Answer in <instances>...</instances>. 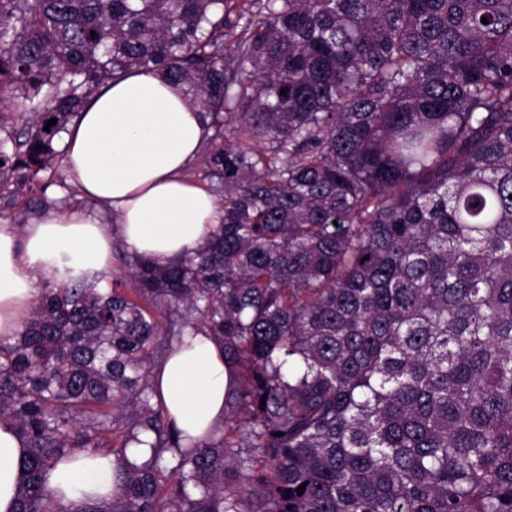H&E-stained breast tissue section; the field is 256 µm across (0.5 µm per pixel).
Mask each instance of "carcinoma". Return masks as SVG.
Listing matches in <instances>:
<instances>
[{
    "label": "carcinoma",
    "instance_id": "carcinoma-1",
    "mask_svg": "<svg viewBox=\"0 0 512 512\" xmlns=\"http://www.w3.org/2000/svg\"><path fill=\"white\" fill-rule=\"evenodd\" d=\"M136 69L213 129L223 217L45 282L0 340L17 512H65L45 472L104 450L84 512H512V0H0V207ZM188 333L229 384L184 445L149 378Z\"/></svg>",
    "mask_w": 512,
    "mask_h": 512
}]
</instances>
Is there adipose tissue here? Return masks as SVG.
Here are the masks:
<instances>
[{"label": "adipose tissue", "mask_w": 512, "mask_h": 512, "mask_svg": "<svg viewBox=\"0 0 512 512\" xmlns=\"http://www.w3.org/2000/svg\"><path fill=\"white\" fill-rule=\"evenodd\" d=\"M208 134L200 111L155 71L140 69L103 85L67 133L62 164L94 211L62 208L27 224L0 225V338L14 336L40 290V277L88 282L106 270L114 241L166 261L193 253L221 212L216 196L187 169ZM107 209L116 225L103 223ZM224 353L207 336L175 349L152 375L171 429L202 439L224 423ZM26 445L0 417V512H14ZM115 457L61 458L45 475L52 499L81 512L115 492Z\"/></svg>", "instance_id": "adipose-tissue-1"}]
</instances>
